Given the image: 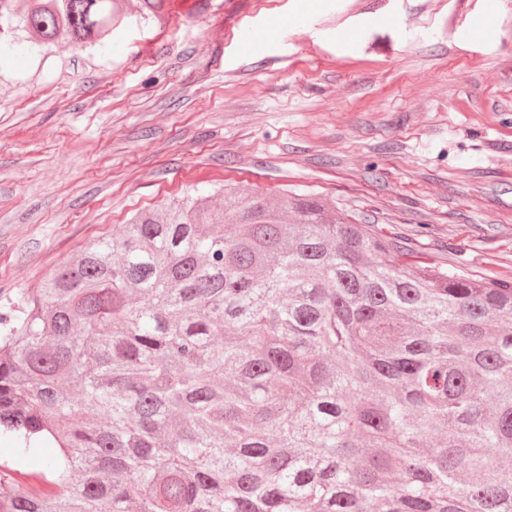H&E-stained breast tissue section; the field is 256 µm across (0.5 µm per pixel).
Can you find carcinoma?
<instances>
[{
	"label": "carcinoma",
	"instance_id": "obj_1",
	"mask_svg": "<svg viewBox=\"0 0 512 512\" xmlns=\"http://www.w3.org/2000/svg\"><path fill=\"white\" fill-rule=\"evenodd\" d=\"M0 0L100 44L114 0ZM0 512H512V284L310 195L138 213L0 316Z\"/></svg>",
	"mask_w": 512,
	"mask_h": 512
}]
</instances>
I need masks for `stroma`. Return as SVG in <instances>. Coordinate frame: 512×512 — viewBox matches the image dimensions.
I'll use <instances>...</instances> for the list:
<instances>
[{
	"label": "stroma",
	"mask_w": 512,
	"mask_h": 512,
	"mask_svg": "<svg viewBox=\"0 0 512 512\" xmlns=\"http://www.w3.org/2000/svg\"><path fill=\"white\" fill-rule=\"evenodd\" d=\"M0 57V308L138 212L312 194L512 282V0H116Z\"/></svg>",
	"instance_id": "stroma-1"
}]
</instances>
